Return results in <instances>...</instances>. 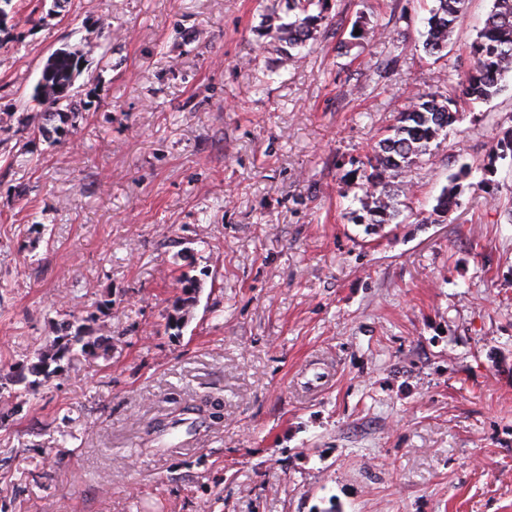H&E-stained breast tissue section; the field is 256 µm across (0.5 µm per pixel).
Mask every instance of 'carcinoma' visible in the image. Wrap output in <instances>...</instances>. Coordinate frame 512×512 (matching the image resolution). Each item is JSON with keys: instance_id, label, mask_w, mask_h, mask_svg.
<instances>
[{"instance_id": "cac0c4a2", "label": "carcinoma", "mask_w": 512, "mask_h": 512, "mask_svg": "<svg viewBox=\"0 0 512 512\" xmlns=\"http://www.w3.org/2000/svg\"><path fill=\"white\" fill-rule=\"evenodd\" d=\"M427 19L424 51L431 56H441L448 40L454 32L457 18L462 13L467 0H434ZM313 6L324 7V0H279V4L262 15L260 32L288 47L286 57L293 60L294 50H302L315 39L322 14L310 13ZM472 66L460 82L461 97L467 100H489L499 94L502 83L512 76V0H493L485 26L471 44ZM77 53L57 57L44 68L51 69L48 82L51 89L45 99L32 95V100L42 105H51L53 111L42 113L43 122L37 126V133L46 139L60 135V129L51 124L55 116L76 110L77 101L70 93L72 72L77 70ZM454 100L436 89L417 97L408 108L399 113L396 125L389 134L380 139L372 154L365 157L362 165L363 188L366 201L363 208L370 216V224L380 226L390 224L397 218L393 187L405 183L412 168L428 162L431 156L430 145L437 140L457 119V112L451 109ZM512 154V131L506 133L491 146V159H504ZM471 169L460 167L447 187L437 198L435 211L448 213L461 192V181L467 178ZM182 295L172 304V313L167 316L166 327L180 330L187 322L188 308L196 300L199 284L184 274L179 280ZM99 338L91 337L77 317L62 322L57 339L51 348L37 353L36 360L17 368V381L26 379V374L49 375L51 363L60 354L79 349L85 355H95L99 349ZM221 405L207 398L199 400L179 411L166 424H159L156 430L168 434L182 426L190 433L197 424V418L204 415L218 420L221 418Z\"/></svg>"}]
</instances>
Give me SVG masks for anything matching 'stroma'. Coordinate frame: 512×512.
Instances as JSON below:
<instances>
[{"mask_svg": "<svg viewBox=\"0 0 512 512\" xmlns=\"http://www.w3.org/2000/svg\"><path fill=\"white\" fill-rule=\"evenodd\" d=\"M269 0H12L0 21V512H512V79L413 168L397 222H361L357 162L466 70L433 0H328L282 65ZM364 17L368 33L350 30ZM78 52L52 143L29 103ZM457 208L436 200L461 166ZM201 290L166 327L182 274ZM108 345L16 363L70 316ZM211 396L178 445L149 431ZM434 2L435 5L427 19L428 29L423 49L427 54L440 58L467 0H434Z\"/></svg>", "mask_w": 512, "mask_h": 512, "instance_id": "1", "label": "stroma"}]
</instances>
